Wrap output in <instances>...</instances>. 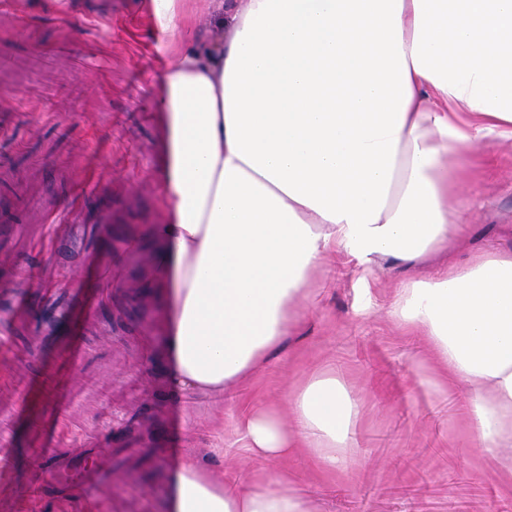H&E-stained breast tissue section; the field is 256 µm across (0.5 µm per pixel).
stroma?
<instances>
[{"label": "stroma", "instance_id": "35a3bbf8", "mask_svg": "<svg viewBox=\"0 0 512 512\" xmlns=\"http://www.w3.org/2000/svg\"><path fill=\"white\" fill-rule=\"evenodd\" d=\"M99 2L0 0V512H166L191 459L249 476L239 420L327 365L364 403L349 473L282 463L313 512H512V478L463 438L462 395L427 385L426 337L386 314L401 282L512 250V142L462 148L469 204L447 253L369 272L337 259L276 358L223 396L173 393L146 230L166 214L157 100L176 46L151 0ZM181 21L185 41L217 34L210 0H183ZM89 173L99 190L80 194ZM46 451L112 482L56 488Z\"/></svg>", "mask_w": 512, "mask_h": 512}]
</instances>
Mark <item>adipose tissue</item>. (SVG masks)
<instances>
[{
	"instance_id": "adipose-tissue-1",
	"label": "adipose tissue",
	"mask_w": 512,
	"mask_h": 512,
	"mask_svg": "<svg viewBox=\"0 0 512 512\" xmlns=\"http://www.w3.org/2000/svg\"><path fill=\"white\" fill-rule=\"evenodd\" d=\"M224 40L163 78L170 220L157 284L182 391L223 394L297 330L320 267L414 266L447 250L459 151L512 140V0H217ZM389 318L428 341L433 389L461 388L471 444L512 477V252L396 288ZM241 422L249 455L344 472L362 402L329 367ZM167 512H310L278 474L194 461Z\"/></svg>"
}]
</instances>
